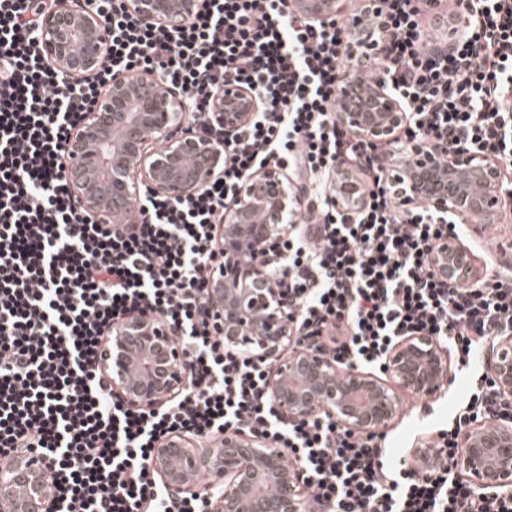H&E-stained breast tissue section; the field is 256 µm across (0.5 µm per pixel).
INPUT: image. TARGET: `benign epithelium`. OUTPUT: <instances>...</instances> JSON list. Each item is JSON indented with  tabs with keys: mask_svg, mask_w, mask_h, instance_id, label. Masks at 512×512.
I'll list each match as a JSON object with an SVG mask.
<instances>
[{
	"mask_svg": "<svg viewBox=\"0 0 512 512\" xmlns=\"http://www.w3.org/2000/svg\"><path fill=\"white\" fill-rule=\"evenodd\" d=\"M205 0H124L126 12L146 23L177 31ZM349 0H291L296 15L322 24L345 21L352 38L348 62L335 90L336 123L357 138L385 148L381 188L401 212L426 201L441 215L469 224H493L503 208L501 169L480 151L439 147L427 139H399L410 114L384 77L364 81L363 70L384 57L375 35L387 27L377 0H364L361 14H349ZM467 2L448 18V40L463 37ZM37 47L43 62L74 83L109 64L112 30L82 0L59 5L39 24ZM184 93L146 69L131 79L121 71L95 95L84 121L66 147L65 170L72 195L97 224L138 213L141 191L171 202L193 195L222 176L224 151L232 135L251 123L263 98L234 82L219 87L211 116L199 127L182 112ZM357 170L339 162L328 176L327 201L349 215L363 209ZM303 196L291 193L283 170L266 166L246 177L217 225L218 252L210 281L211 323L231 348H245L253 360L273 361L267 385L275 411L286 422L326 416L361 436L392 427L405 393L432 397L450 384V352L433 336L398 342L380 373L355 362L341 365L296 340L297 315L271 272L279 244L290 232ZM437 276L453 288L484 276L473 255L453 237L432 253ZM176 328L165 316L131 313L112 324L102 346L101 367L112 393L133 410L156 412L188 387L190 364L174 341ZM485 368L499 394L512 397V330L494 338ZM456 452L436 441L411 449L448 469L486 495L512 491V419L454 427ZM150 469L175 494L206 503L207 512H305V466L271 440L241 430L206 436L173 432L154 446ZM44 464L23 456L0 471V512H61V492L43 477Z\"/></svg>",
	"mask_w": 512,
	"mask_h": 512,
	"instance_id": "1",
	"label": "benign epithelium"
}]
</instances>
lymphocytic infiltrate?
I'll return each instance as SVG.
<instances>
[{"label":"lymphocytic infiltrate","instance_id":"obj_1","mask_svg":"<svg viewBox=\"0 0 512 512\" xmlns=\"http://www.w3.org/2000/svg\"><path fill=\"white\" fill-rule=\"evenodd\" d=\"M453 48L428 40L414 0H380L387 19L385 76L412 120L406 135L512 160V0H471ZM57 0H0V469L43 457L65 491L63 512H200L150 468L155 441L173 431L216 437L257 432L301 456L306 512H512V493L482 497L444 465H387V449L321 418L284 424L266 387L267 363L224 346L208 314L210 269L224 204L241 178L272 164L306 180L301 231L285 236L274 273L287 282L300 340L340 362H383L406 336L437 338L470 372V420L512 417L479 358L512 329V272L486 263L470 288H452L430 257L453 218L424 202L399 214L373 181L363 210L325 198L331 167L370 154L336 124L332 93L348 34L310 23L286 0H216L178 31L128 15L122 0H84L112 30L108 67L67 84L41 64L36 29ZM153 69L186 94L193 121L226 80L267 103L228 144L224 173L195 196H142L126 224L94 223L69 195L63 159L71 129L113 72ZM130 312L164 314L189 359V385L147 415L113 396L99 364L112 324Z\"/></svg>","mask_w":512,"mask_h":512}]
</instances>
